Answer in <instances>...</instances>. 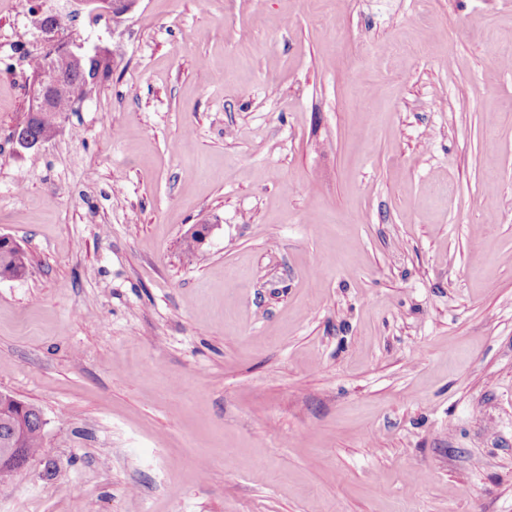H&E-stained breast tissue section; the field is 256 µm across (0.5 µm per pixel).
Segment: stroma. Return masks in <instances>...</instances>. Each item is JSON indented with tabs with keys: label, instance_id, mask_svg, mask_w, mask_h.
Here are the masks:
<instances>
[{
	"label": "stroma",
	"instance_id": "stroma-1",
	"mask_svg": "<svg viewBox=\"0 0 512 512\" xmlns=\"http://www.w3.org/2000/svg\"><path fill=\"white\" fill-rule=\"evenodd\" d=\"M33 8L0 391L45 425L0 512H512V0L66 17L110 72L18 153ZM26 252L17 245L13 248L0 247V280H13L23 277L27 270Z\"/></svg>",
	"mask_w": 512,
	"mask_h": 512
}]
</instances>
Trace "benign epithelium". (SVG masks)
<instances>
[{
	"instance_id": "obj_1",
	"label": "benign epithelium",
	"mask_w": 512,
	"mask_h": 512,
	"mask_svg": "<svg viewBox=\"0 0 512 512\" xmlns=\"http://www.w3.org/2000/svg\"><path fill=\"white\" fill-rule=\"evenodd\" d=\"M138 2L139 0H76V5L79 10H86L103 18L112 15L116 9L127 15L134 10ZM57 30L58 25L55 22L47 30L48 39L53 42V45L46 51L49 67L38 77L37 88L28 105V113L32 116L55 109L53 89L67 73L83 72L89 66L101 72L109 63L104 47L100 45L90 47L85 40L57 42L55 41ZM12 138L19 152L38 148L48 141V137L31 133L25 125L14 129ZM29 459L28 450L22 447L21 428L17 424L12 445L0 448V486L9 483L23 471Z\"/></svg>"
}]
</instances>
